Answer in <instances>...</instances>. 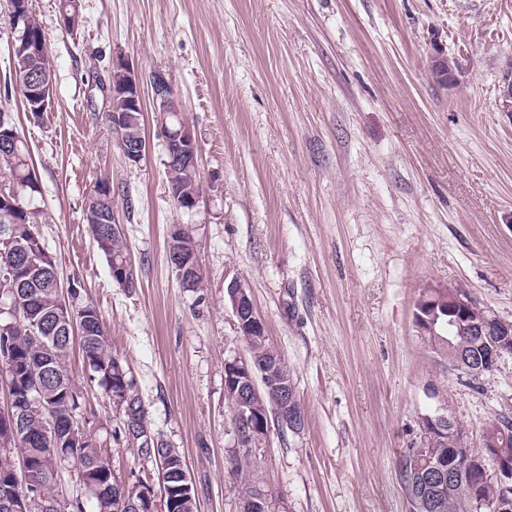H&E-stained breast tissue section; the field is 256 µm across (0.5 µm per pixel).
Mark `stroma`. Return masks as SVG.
Listing matches in <instances>:
<instances>
[{"mask_svg": "<svg viewBox=\"0 0 512 512\" xmlns=\"http://www.w3.org/2000/svg\"><path fill=\"white\" fill-rule=\"evenodd\" d=\"M55 74L54 101L26 112L0 0V106L27 141L40 192L30 201L61 280L78 279L113 353L128 364L149 422L183 454L197 512H239L244 480L279 512H412L403 462L422 420L445 414L478 448L512 417V357L471 379L414 323L424 289H461L512 321V113L497 107L512 63V0H81L77 33L59 0H30ZM450 57L454 82L432 66ZM149 82L163 72L199 144L202 198L171 200L164 142L144 94L148 151L127 165L104 115L113 62ZM138 286L119 288L82 208L97 180ZM192 229L204 282L181 288L174 225ZM251 291L269 344L305 411L300 433L272 431L248 475L233 468L224 364L246 357L224 283ZM68 372L84 413L119 418L80 347ZM118 478L158 484L123 439Z\"/></svg>", "mask_w": 512, "mask_h": 512, "instance_id": "1", "label": "stroma"}]
</instances>
